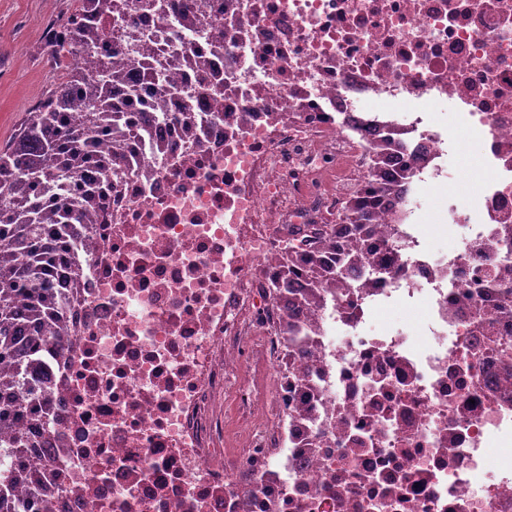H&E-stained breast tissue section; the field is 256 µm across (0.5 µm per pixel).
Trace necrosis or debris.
<instances>
[{
    "label": "necrosis or debris",
    "mask_w": 512,
    "mask_h": 512,
    "mask_svg": "<svg viewBox=\"0 0 512 512\" xmlns=\"http://www.w3.org/2000/svg\"><path fill=\"white\" fill-rule=\"evenodd\" d=\"M117 2L123 34L97 24L118 64L153 55L199 123L137 119L74 240L79 279L58 280L80 300L43 367L57 420L27 430L50 512H512V317L491 287L512 259V0H205L178 38L173 7ZM196 53L204 73L171 67ZM447 103L483 162L467 198ZM394 133L373 263L289 303L283 246L341 223ZM425 188L450 252L429 246ZM421 301V327L371 329Z\"/></svg>",
    "instance_id": "necrosis-or-debris-1"
}]
</instances>
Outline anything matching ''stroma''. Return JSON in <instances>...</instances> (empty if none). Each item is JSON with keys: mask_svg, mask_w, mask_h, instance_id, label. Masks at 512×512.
Returning <instances> with one entry per match:
<instances>
[{"mask_svg": "<svg viewBox=\"0 0 512 512\" xmlns=\"http://www.w3.org/2000/svg\"><path fill=\"white\" fill-rule=\"evenodd\" d=\"M79 5V0H0V146L62 78L63 67L41 50L43 33L51 21L64 19ZM448 133L456 142V164L462 171L457 189L466 197L478 188L481 158L459 119H451Z\"/></svg>", "mask_w": 512, "mask_h": 512, "instance_id": "35a3bbf8", "label": "stroma"}]
</instances>
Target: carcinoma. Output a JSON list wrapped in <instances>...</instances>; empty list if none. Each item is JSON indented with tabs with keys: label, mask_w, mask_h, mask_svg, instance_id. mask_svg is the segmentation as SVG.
Wrapping results in <instances>:
<instances>
[{
	"label": "carcinoma",
	"mask_w": 512,
	"mask_h": 512,
	"mask_svg": "<svg viewBox=\"0 0 512 512\" xmlns=\"http://www.w3.org/2000/svg\"><path fill=\"white\" fill-rule=\"evenodd\" d=\"M108 6L110 0H81L64 23L49 27L45 55L56 64L70 58L72 67L0 148V394H22L21 401L0 410V417L9 412L38 425L52 420L47 391L33 373L44 356L64 353L69 336L65 313L74 294L55 288L51 273L67 267L81 213L105 196L102 187H112V179L101 176L115 161L108 143L126 137L133 124L130 113L114 102V91L124 87L129 98H136L137 83L155 80L151 71L138 77L117 66L112 56L92 54L103 39L94 17ZM150 111L182 136L194 132L196 114L167 111L160 93ZM392 146L389 138L373 145L377 177L347 203L341 224L316 233L335 255L327 258L317 247H288L278 287L291 291L298 278L305 279V301L315 306L330 289L343 287L346 268L369 263L376 247L375 207L396 192L383 174ZM48 158L54 161L51 170L44 166ZM491 287L500 289L502 312L511 315L512 269ZM30 447L21 431L0 435V512H28L16 497L18 485L38 498L47 493L45 467L31 458Z\"/></svg>",
	"instance_id": "obj_1"
}]
</instances>
